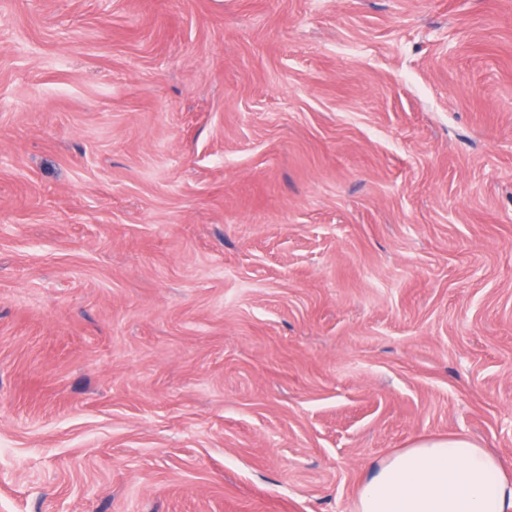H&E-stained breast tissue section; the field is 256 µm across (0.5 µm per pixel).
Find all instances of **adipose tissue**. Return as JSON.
I'll use <instances>...</instances> for the list:
<instances>
[{
  "label": "adipose tissue",
  "instance_id": "1",
  "mask_svg": "<svg viewBox=\"0 0 512 512\" xmlns=\"http://www.w3.org/2000/svg\"><path fill=\"white\" fill-rule=\"evenodd\" d=\"M354 512H512V471L468 437L422 440L376 464Z\"/></svg>",
  "mask_w": 512,
  "mask_h": 512
}]
</instances>
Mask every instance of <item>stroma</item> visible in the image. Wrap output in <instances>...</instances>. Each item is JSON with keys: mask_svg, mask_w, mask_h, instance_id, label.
Segmentation results:
<instances>
[{"mask_svg": "<svg viewBox=\"0 0 512 512\" xmlns=\"http://www.w3.org/2000/svg\"><path fill=\"white\" fill-rule=\"evenodd\" d=\"M512 467V0H0V512H353ZM354 512H511L512 472L465 436L421 440L378 462Z\"/></svg>", "mask_w": 512, "mask_h": 512, "instance_id": "stroma-1", "label": "stroma"}]
</instances>
